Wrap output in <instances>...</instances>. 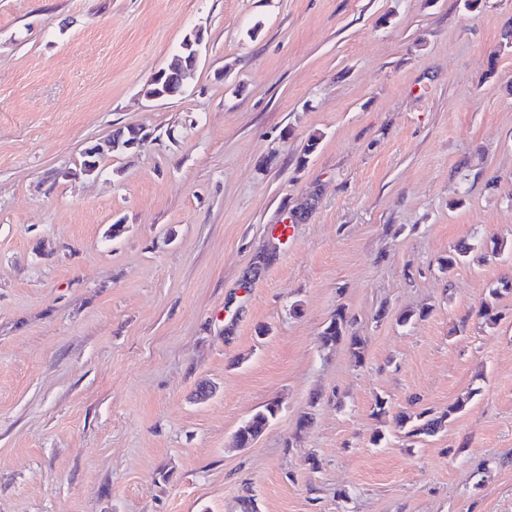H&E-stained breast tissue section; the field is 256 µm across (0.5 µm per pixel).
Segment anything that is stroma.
Returning <instances> with one entry per match:
<instances>
[{
  "label": "stroma",
  "mask_w": 512,
  "mask_h": 512,
  "mask_svg": "<svg viewBox=\"0 0 512 512\" xmlns=\"http://www.w3.org/2000/svg\"><path fill=\"white\" fill-rule=\"evenodd\" d=\"M510 30L512 0H0V512H512ZM464 395L416 441L372 414ZM203 36L201 30H193L181 41L180 50L173 55L167 67L160 69L149 80L154 88L143 96L151 101H165L181 96L185 91L187 75L200 62ZM127 127L136 132L135 135L132 136H136L137 140L127 143L121 136H117L112 131V134L108 139V146L112 153L123 154L132 150L141 149L148 142L151 134L147 132L145 127L140 125H128ZM347 324L348 321L344 310L336 309V313L332 315L321 333L320 340L322 344L324 346H332L343 340ZM278 405L270 403L263 410L257 411L246 419L235 433L234 439L240 447H245L257 439L267 428L270 420L276 415Z\"/></svg>",
  "instance_id": "obj_1"
}]
</instances>
